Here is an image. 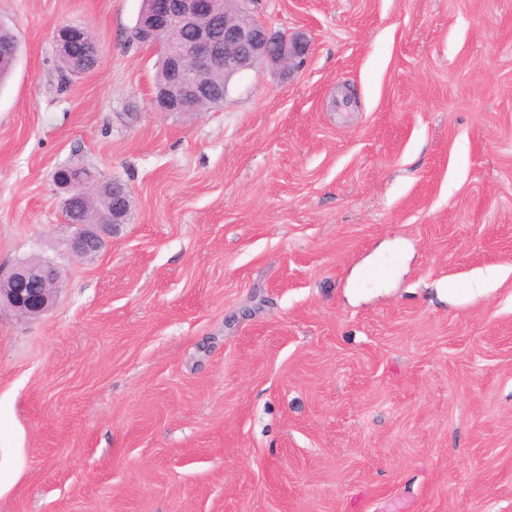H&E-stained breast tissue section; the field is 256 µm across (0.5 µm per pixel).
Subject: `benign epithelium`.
<instances>
[{
    "instance_id": "7a95c632",
    "label": "benign epithelium",
    "mask_w": 512,
    "mask_h": 512,
    "mask_svg": "<svg viewBox=\"0 0 512 512\" xmlns=\"http://www.w3.org/2000/svg\"><path fill=\"white\" fill-rule=\"evenodd\" d=\"M245 0H150V10L139 25L140 42L161 48L169 61L170 85L155 92V102L163 112L189 108L197 91L206 84V77L215 67L224 65V74L233 76L257 63L277 68H293L307 52L306 44L290 40L255 19L244 7ZM224 15V44L215 39L212 20ZM192 31L188 43H174V29ZM62 52L73 57L85 56L86 45L97 46L86 26L65 24L56 32ZM82 179H69L63 189V209L81 194ZM128 200L112 203V212L92 216L75 223L78 231L70 241L71 252L84 257L99 252L105 236L128 223ZM61 289L60 271L41 262L32 266L18 263L8 275L0 273V304L18 314L37 317L51 309Z\"/></svg>"
}]
</instances>
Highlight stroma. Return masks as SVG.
<instances>
[{
  "label": "stroma",
  "mask_w": 512,
  "mask_h": 512,
  "mask_svg": "<svg viewBox=\"0 0 512 512\" xmlns=\"http://www.w3.org/2000/svg\"><path fill=\"white\" fill-rule=\"evenodd\" d=\"M142 5L0 0V272L63 280L0 309V512H512V0H254L309 52L200 114ZM81 166L132 200L83 258ZM18 43L17 36L6 26L0 25V89L5 83L2 79L15 66ZM76 35L77 38L72 40V36ZM56 41L62 52L69 55H62L60 57V71L61 76L71 81L72 76L81 74L78 63L73 57L83 58L86 56V45L93 46L94 52L98 55V48L95 38H92L90 30L86 26L65 24L61 25L56 32ZM71 55V56H70ZM60 289V271L50 263L32 266L20 262L8 275L0 273V304L22 316L37 317L47 312L56 304Z\"/></svg>",
  "instance_id": "1"
}]
</instances>
